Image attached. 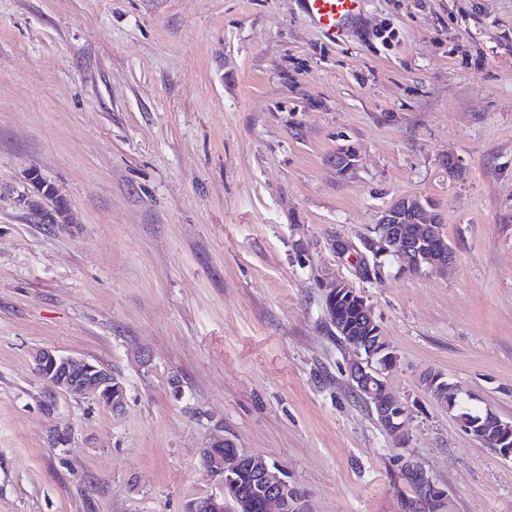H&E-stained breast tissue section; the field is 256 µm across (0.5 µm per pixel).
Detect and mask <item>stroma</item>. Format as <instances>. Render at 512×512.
Here are the masks:
<instances>
[{
    "mask_svg": "<svg viewBox=\"0 0 512 512\" xmlns=\"http://www.w3.org/2000/svg\"><path fill=\"white\" fill-rule=\"evenodd\" d=\"M33 169L72 223L19 207ZM406 196L439 214L448 275L356 281L332 239ZM333 278L397 356L440 512H512V459L422 383L512 422V0H367L336 44L298 0H0V512H189L216 434L306 512H401ZM41 348L111 372L123 407L41 379ZM325 287L326 315L328 324L331 327L334 335H336L340 342L344 343L346 346H351L353 352L354 345H351L352 343H363L367 340L371 341V344H374L375 340L379 338V341L376 343V356L374 360L376 362L385 363L389 369V371L385 374L387 376L391 369L394 367V361L395 359L397 360V356L393 355V350L389 347V345L387 346V342L384 339V336H368L372 331H366V329L361 326V312L355 303L340 302L352 301L354 298H356L357 301L363 304V313L365 314L367 324L370 327L378 326L373 317L372 311L369 308L367 301L362 295L360 289L356 288L353 282L342 278L330 282ZM326 297L330 300V302H336V304H330ZM359 298H363V300H360ZM333 318L335 319L336 323L333 322ZM345 328H348L349 331L346 332Z\"/></svg>",
    "mask_w": 512,
    "mask_h": 512,
    "instance_id": "1",
    "label": "stroma"
}]
</instances>
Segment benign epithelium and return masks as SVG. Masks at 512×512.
Listing matches in <instances>:
<instances>
[{"instance_id": "1", "label": "benign epithelium", "mask_w": 512, "mask_h": 512, "mask_svg": "<svg viewBox=\"0 0 512 512\" xmlns=\"http://www.w3.org/2000/svg\"><path fill=\"white\" fill-rule=\"evenodd\" d=\"M28 177L37 186V192L20 196L19 204L40 224L68 223L70 206L61 203L64 195L59 188L43 180L34 170ZM377 233L375 241L386 251L396 252L402 267L406 269L442 271L453 261V255L444 248L438 219L418 197L400 198L386 208L378 221ZM332 248L343 256L359 254L355 258L357 278L372 273L370 259L360 253L351 241L338 237L333 241ZM325 297L333 303L355 298L361 300L367 324L371 327L376 325L367 301L362 299V292L353 282L342 278L330 282L326 285ZM34 363L39 376L60 389L73 395L91 396L105 401L113 409L123 406V403L112 400V374L87 360L54 349L41 348L34 355ZM346 374L362 398L374 405L379 419L392 432L396 447H404L406 429L403 420L406 410L402 402L389 391L386 377L375 367L372 358H365L362 352H356L348 362ZM222 447L224 438L214 437L203 448L207 474L222 482L224 476L246 463L252 473L249 493L231 498L224 491L219 496L200 501L196 512H250L258 502L263 512H304L303 501L289 494L291 484L278 465L257 454L238 452L226 455L220 451ZM397 463L400 468L416 471L423 477L421 495L437 496L442 500L446 498L421 463L402 454L397 455Z\"/></svg>"}]
</instances>
